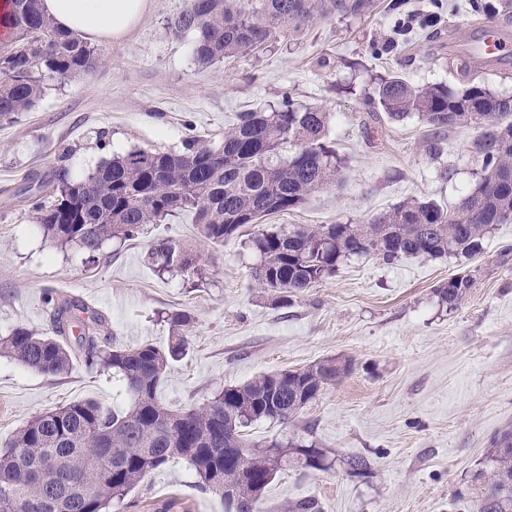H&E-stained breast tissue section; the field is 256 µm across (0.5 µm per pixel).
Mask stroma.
<instances>
[{"instance_id": "1", "label": "stroma", "mask_w": 512, "mask_h": 512, "mask_svg": "<svg viewBox=\"0 0 512 512\" xmlns=\"http://www.w3.org/2000/svg\"><path fill=\"white\" fill-rule=\"evenodd\" d=\"M388 2L373 0L364 15L319 19L257 53L202 67L193 34L170 27L185 0H151L127 38L99 43L91 76L44 75L32 109L0 124V335L17 327L50 332L49 295L100 312L104 337L128 346H167L171 315L188 314L187 353L157 391L174 410L203 406L261 374L351 360L350 373L290 422L246 428L256 444L295 438L328 457L324 470L278 473L263 512L310 497L323 512H474L470 475L491 438L512 431V224L495 225L470 259L347 260L288 304L273 302L252 277L259 257L251 236L262 229L365 224L409 198L451 208L479 178L477 130L436 135L417 117L390 119L368 98L394 74L416 86L457 87L467 78L512 96V63L475 66L465 78L451 64L487 23L512 36V16L475 15L467 0H447L435 27L391 50L397 17ZM286 99L328 112L338 181L224 245L200 242L191 215L181 214L112 240L91 258L46 238L29 206L36 193L54 202L47 183L58 168L81 178L133 148L179 152L187 136L220 138L238 112H268ZM161 240L197 252L198 273L155 272L146 255ZM457 274L473 286L450 309L435 290ZM86 399L115 411L128 405L111 371L88 365L83 352L56 377L0 356V444L33 417ZM350 456L368 458L370 475L348 474ZM196 481L185 460H173L112 512H157L171 498L173 512H224L221 496L200 492Z\"/></svg>"}]
</instances>
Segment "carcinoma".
<instances>
[{
  "instance_id": "1",
  "label": "carcinoma",
  "mask_w": 512,
  "mask_h": 512,
  "mask_svg": "<svg viewBox=\"0 0 512 512\" xmlns=\"http://www.w3.org/2000/svg\"><path fill=\"white\" fill-rule=\"evenodd\" d=\"M4 25L11 39L0 46V122H13L40 97L36 71L60 77L88 76L99 65L97 49L54 25L40 0H11ZM372 0H185L171 27L195 34L193 57L201 66L249 55L268 42L318 18L360 16ZM374 101L392 119L416 115L435 131L474 127L472 143L481 162V182L448 210L432 200L407 199L368 224H321L278 228L252 240L259 252L257 284L286 304L333 276L353 256L376 255L387 264L411 256L440 258L479 253L496 224L512 223V96L478 84L453 90L443 84L415 86L399 75L382 79ZM328 114L319 107L300 112L285 102L270 112L248 110L213 140L189 138L179 153L136 148L101 163L81 180L63 171L53 180L56 201L31 208L53 242L75 245L93 257L114 238L131 239L145 224L182 212L194 215L198 237L221 246L248 224L293 210L335 183L336 150L325 140ZM287 146L291 153L281 157ZM163 272L193 275L197 256L169 241L149 253ZM472 280L457 276L435 289L455 308ZM52 306V332L37 336L25 327L0 336V356L47 376L72 367L74 348L66 315L88 314L75 338L89 365L112 370L122 381L128 406L113 412L94 400L71 402L29 420L0 450V512H112L152 471L182 458L198 486L221 495L227 512L250 503L261 512L268 485L292 461L304 469L327 467L313 445L273 442L265 448L244 429L259 420L287 421L351 369L334 358L296 370L262 374L222 389L207 404L171 410L157 399L170 362L184 354L178 336L168 347L99 343L104 318L74 302ZM99 449L94 462L86 451ZM348 473L365 476L364 457L343 461ZM473 480L476 512H512V432L491 441L485 467Z\"/></svg>"
}]
</instances>
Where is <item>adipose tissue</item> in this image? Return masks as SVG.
Wrapping results in <instances>:
<instances>
[{
	"label": "adipose tissue",
	"mask_w": 512,
	"mask_h": 512,
	"mask_svg": "<svg viewBox=\"0 0 512 512\" xmlns=\"http://www.w3.org/2000/svg\"><path fill=\"white\" fill-rule=\"evenodd\" d=\"M149 5L150 0H41L44 13L61 29L91 40L123 38Z\"/></svg>",
	"instance_id": "1"
}]
</instances>
